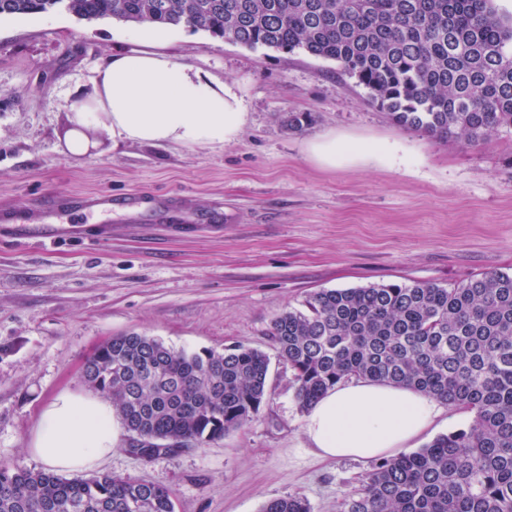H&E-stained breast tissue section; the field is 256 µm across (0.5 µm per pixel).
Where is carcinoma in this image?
<instances>
[{
	"label": "carcinoma",
	"mask_w": 512,
	"mask_h": 512,
	"mask_svg": "<svg viewBox=\"0 0 512 512\" xmlns=\"http://www.w3.org/2000/svg\"><path fill=\"white\" fill-rule=\"evenodd\" d=\"M63 8L80 20L182 24L250 49L334 60L400 127L478 143L512 127V19L493 0H0V17ZM272 322L307 410L349 379L405 385L473 414L412 452L371 461L341 512H512V274L322 289ZM269 357L187 353L136 333L88 357L83 379L126 430L207 444L253 421ZM169 489L110 474L68 480L0 466V512H173ZM262 512H310L299 496Z\"/></svg>",
	"instance_id": "obj_1"
}]
</instances>
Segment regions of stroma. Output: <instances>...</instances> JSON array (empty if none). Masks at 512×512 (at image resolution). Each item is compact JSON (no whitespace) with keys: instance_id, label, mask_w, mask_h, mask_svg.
<instances>
[{"instance_id":"obj_1","label":"stroma","mask_w":512,"mask_h":512,"mask_svg":"<svg viewBox=\"0 0 512 512\" xmlns=\"http://www.w3.org/2000/svg\"><path fill=\"white\" fill-rule=\"evenodd\" d=\"M118 48L156 49L239 82L247 116L237 140L149 146L97 130L95 149L69 153L70 101ZM291 112L314 121L288 130ZM332 135L387 156L322 168L310 146ZM140 190L162 202L190 194L194 223L116 209L79 217L54 245L41 244L37 224L19 237L0 231V464L41 470L27 448L42 407L85 390L86 358L112 337L134 332L196 353L244 345L270 357L252 422L169 457L136 455L125 441L99 473L169 488L175 512H261L288 495L311 512H340L369 464L314 455L273 319L322 289L512 273V129L469 144L401 128L335 61L300 50L62 9L1 17L0 208Z\"/></svg>"}]
</instances>
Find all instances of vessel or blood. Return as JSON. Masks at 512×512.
<instances>
[{"label": "vessel or blood", "mask_w": 512, "mask_h": 512, "mask_svg": "<svg viewBox=\"0 0 512 512\" xmlns=\"http://www.w3.org/2000/svg\"><path fill=\"white\" fill-rule=\"evenodd\" d=\"M113 200L107 194H90L63 201L50 195L36 201L27 212L18 213L0 209L2 224H41L45 230L43 241L52 243L60 238L62 225L76 223L79 215L111 211Z\"/></svg>", "instance_id": "b4317fda"}]
</instances>
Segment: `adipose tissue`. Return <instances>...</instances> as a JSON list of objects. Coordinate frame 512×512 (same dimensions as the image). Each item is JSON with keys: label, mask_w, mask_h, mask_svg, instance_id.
I'll list each match as a JSON object with an SVG mask.
<instances>
[{"label": "adipose tissue", "mask_w": 512, "mask_h": 512, "mask_svg": "<svg viewBox=\"0 0 512 512\" xmlns=\"http://www.w3.org/2000/svg\"><path fill=\"white\" fill-rule=\"evenodd\" d=\"M244 122L237 82L159 52L116 50L97 68L91 92L71 100L65 144L71 154L88 153L86 132L94 128L142 145H224L237 139ZM312 153L332 167L374 155L375 149L331 136L314 143ZM439 411L435 398L415 389L354 380L336 385L310 407L304 433L321 457L369 461L410 448ZM122 439L110 400L67 390L43 407L28 452L56 472L87 471Z\"/></svg>", "instance_id": "ef3b65f1"}]
</instances>
